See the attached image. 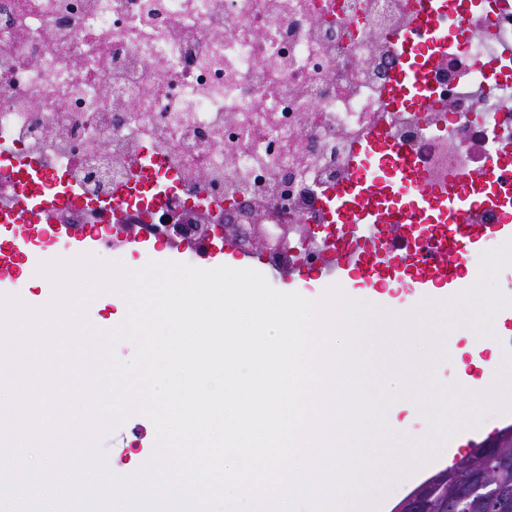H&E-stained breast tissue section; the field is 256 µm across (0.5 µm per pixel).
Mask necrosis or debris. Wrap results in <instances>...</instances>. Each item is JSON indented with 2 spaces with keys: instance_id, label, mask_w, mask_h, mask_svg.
I'll list each match as a JSON object with an SVG mask.
<instances>
[{
  "instance_id": "4bbe7bcc",
  "label": "necrosis or debris",
  "mask_w": 512,
  "mask_h": 512,
  "mask_svg": "<svg viewBox=\"0 0 512 512\" xmlns=\"http://www.w3.org/2000/svg\"><path fill=\"white\" fill-rule=\"evenodd\" d=\"M418 2L0 0V209L46 183L69 224L158 222L175 204L217 225L246 198L288 227L268 264L313 265L336 245L325 191L379 125L425 185L487 175L512 195V59L497 53L512 0L447 10L429 106L392 108L394 37Z\"/></svg>"
}]
</instances>
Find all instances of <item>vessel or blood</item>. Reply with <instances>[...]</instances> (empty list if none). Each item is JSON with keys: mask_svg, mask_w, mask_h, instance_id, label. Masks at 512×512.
Masks as SVG:
<instances>
[{"mask_svg": "<svg viewBox=\"0 0 512 512\" xmlns=\"http://www.w3.org/2000/svg\"><path fill=\"white\" fill-rule=\"evenodd\" d=\"M416 38L403 39L401 65L386 88L393 99L426 105L425 75L440 62L446 42L429 13L415 22ZM352 176L332 186L327 204L339 227L335 248L325 249L313 266L284 263L274 274L298 288L311 273L332 286H343L350 276L360 285L385 286L387 281L412 279L423 297H450L472 286L466 257L488 245L512 239L511 224H485L481 214L497 207L489 178L462 176L435 190L421 188L405 150L384 133L356 145L350 156ZM52 194H43L36 206L18 202L0 212V236L17 237L56 210ZM467 223L455 220L458 212ZM501 428L476 427L449 442L453 448L483 446L484 436H500Z\"/></svg>", "mask_w": 512, "mask_h": 512, "instance_id": "1", "label": "vessel or blood"}]
</instances>
